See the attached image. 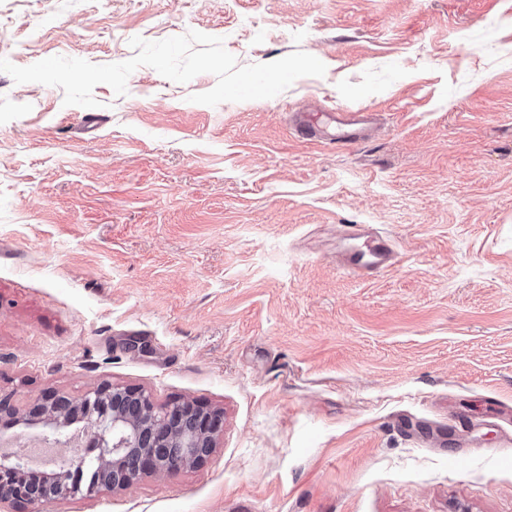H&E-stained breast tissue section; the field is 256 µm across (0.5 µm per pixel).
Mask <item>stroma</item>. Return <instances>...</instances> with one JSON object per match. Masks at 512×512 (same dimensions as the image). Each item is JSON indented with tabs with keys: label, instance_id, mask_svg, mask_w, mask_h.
<instances>
[{
	"label": "stroma",
	"instance_id": "stroma-1",
	"mask_svg": "<svg viewBox=\"0 0 512 512\" xmlns=\"http://www.w3.org/2000/svg\"><path fill=\"white\" fill-rule=\"evenodd\" d=\"M192 30L326 73L211 107L144 66L85 108L0 72V395L224 413L203 465L41 512H512V0H0L18 66ZM352 224L392 269L343 268ZM335 126L331 134V143L352 144L359 140V128L364 116L358 112H336Z\"/></svg>",
	"mask_w": 512,
	"mask_h": 512
}]
</instances>
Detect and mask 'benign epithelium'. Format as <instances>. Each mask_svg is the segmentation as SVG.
<instances>
[{
    "mask_svg": "<svg viewBox=\"0 0 512 512\" xmlns=\"http://www.w3.org/2000/svg\"><path fill=\"white\" fill-rule=\"evenodd\" d=\"M56 409L48 437L59 449L72 447L67 414L84 411L85 447L112 463L118 479L110 490L125 489L148 472L175 475L188 467L202 465L214 448L221 429L220 412L191 399L159 407L145 390L134 386L99 384L76 401L44 396L29 404L27 413L46 407ZM64 465L54 474L28 470L24 457L16 454L0 461V506H38L76 496H91L99 485L70 478Z\"/></svg>",
    "mask_w": 512,
    "mask_h": 512,
    "instance_id": "obj_1",
    "label": "benign epithelium"
}]
</instances>
